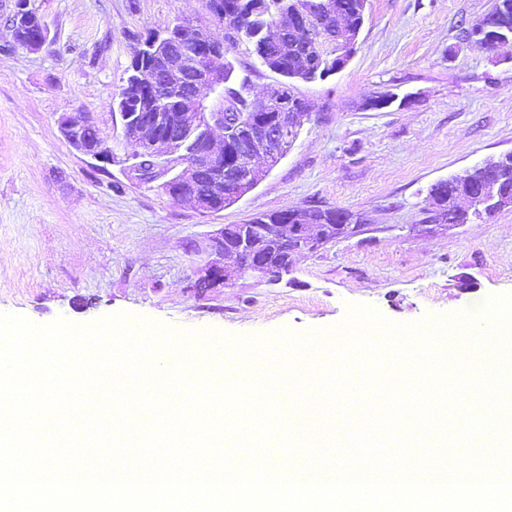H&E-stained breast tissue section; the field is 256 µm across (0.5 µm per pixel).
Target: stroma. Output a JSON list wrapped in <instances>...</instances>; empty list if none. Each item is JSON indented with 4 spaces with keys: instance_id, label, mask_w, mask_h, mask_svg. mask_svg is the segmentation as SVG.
<instances>
[{
    "instance_id": "obj_1",
    "label": "stroma",
    "mask_w": 512,
    "mask_h": 512,
    "mask_svg": "<svg viewBox=\"0 0 512 512\" xmlns=\"http://www.w3.org/2000/svg\"><path fill=\"white\" fill-rule=\"evenodd\" d=\"M12 5L0 0V313L90 324L130 312L178 330L268 338L333 327L353 306L408 325L512 293V208L447 229L421 213L434 182L512 151V58L463 37L491 0H367L346 66L297 85L311 115L288 155L207 214L131 177L114 107L134 36L204 18L205 0H35L49 27L37 52L12 47ZM229 58L254 92L281 80L247 44ZM389 91L394 103L365 109ZM65 115L99 128L115 158L108 170L63 138ZM315 204L369 222L298 256L292 282L198 289L225 225Z\"/></svg>"
}]
</instances>
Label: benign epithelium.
Wrapping results in <instances>:
<instances>
[{
  "instance_id": "1",
  "label": "benign epithelium",
  "mask_w": 512,
  "mask_h": 512,
  "mask_svg": "<svg viewBox=\"0 0 512 512\" xmlns=\"http://www.w3.org/2000/svg\"><path fill=\"white\" fill-rule=\"evenodd\" d=\"M307 16L304 2L297 4V14L291 16L284 12L277 17L275 26L264 32V38L275 40L279 32ZM14 44L30 52H37L47 44L48 28L34 7L32 0H15L8 19ZM168 41H175L182 46L194 49L200 53H212L216 41L211 35L210 27L206 24H195L189 20L180 21L176 25L162 31L153 33L142 42V47L152 52ZM166 76L161 84H154L151 98L154 101L169 99V95L177 94L182 85V73L179 64L165 65ZM198 87L209 89L218 93L217 103L206 106L195 96L190 104L178 112H124L120 114L122 120V134L125 140L137 144L139 150L148 154L158 167L154 169L152 181H162V187L172 197L189 205L193 209L210 213L220 207L224 198L231 196L241 198L252 190L262 179L264 170L254 167L244 177L233 180L224 179V149H216L213 143V132L224 130L225 122L240 123L234 104L224 99L221 90L223 82L218 80L216 74H206ZM308 116L306 108L293 110L283 109L278 119L266 124L259 122L250 129V138L253 152L257 157L272 167L278 164L287 154L299 135L304 119ZM176 124L183 137L174 139L165 131V127ZM87 120L69 118L60 122V132L69 145L78 153L97 162V167L106 170L112 165L113 157L101 147L102 139L96 138L88 146L82 140V129ZM200 141L205 143L206 150L200 152L207 166L212 168L211 177L202 185L196 181V173L201 166L194 160H187L189 155L186 147ZM512 166V152L496 157H490L475 166L477 170H494L497 172L507 170ZM472 188L477 190L476 195L459 196L453 200L457 212L466 210L471 201L483 203L491 213L506 207H512V195H503L496 190L495 185L484 181L468 179ZM294 224L290 225L291 233L299 238L297 252L316 253L327 244L336 240V227H315L304 223L300 210L287 212ZM238 228V225L224 227L221 236L214 242V252L217 259L208 266L204 281L212 287L227 285L245 276L265 279L271 283L282 281L293 272V264L282 267H273L257 254L258 245L245 244L240 253L245 260L237 258L230 260L224 256V236L227 232Z\"/></svg>"
}]
</instances>
